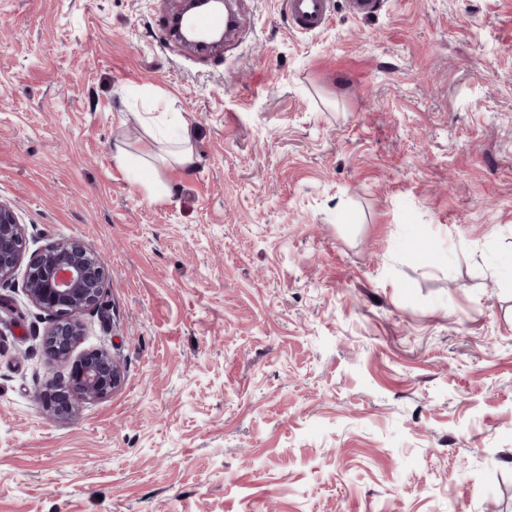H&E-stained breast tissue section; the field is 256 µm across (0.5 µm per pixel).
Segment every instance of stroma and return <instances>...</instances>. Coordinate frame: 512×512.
Returning <instances> with one entry per match:
<instances>
[{"label":"stroma","instance_id":"stroma-1","mask_svg":"<svg viewBox=\"0 0 512 512\" xmlns=\"http://www.w3.org/2000/svg\"><path fill=\"white\" fill-rule=\"evenodd\" d=\"M382 2L237 0L198 55L176 0H0V201L105 259L78 349L124 372L46 415L52 320L0 284V512L512 503V0ZM284 11L289 27L297 33H314L332 19L331 0H285ZM193 140V130L190 125L183 123L175 140L176 151L174 153V162L178 165L189 166L194 164V157L191 150Z\"/></svg>","mask_w":512,"mask_h":512}]
</instances>
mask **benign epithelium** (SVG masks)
Instances as JSON below:
<instances>
[{
	"mask_svg": "<svg viewBox=\"0 0 512 512\" xmlns=\"http://www.w3.org/2000/svg\"><path fill=\"white\" fill-rule=\"evenodd\" d=\"M27 251L22 225L14 211L0 202V283L20 267ZM110 275L104 259L73 239H60L30 255L25 292L41 311L55 317L42 347L48 360L69 367L67 380L42 395V409L66 419L80 400L105 398L123 380L119 361L105 350L72 352L82 336L81 316L101 304Z\"/></svg>",
	"mask_w": 512,
	"mask_h": 512,
	"instance_id": "1",
	"label": "benign epithelium"
}]
</instances>
